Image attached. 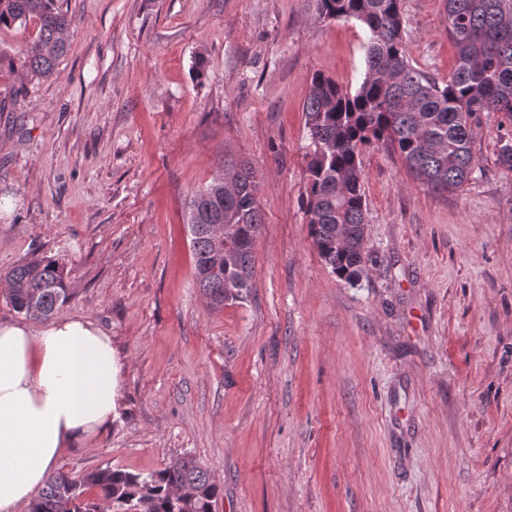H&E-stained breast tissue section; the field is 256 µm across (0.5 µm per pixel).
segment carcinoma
<instances>
[{"label":"carcinoma","instance_id":"carcinoma-1","mask_svg":"<svg viewBox=\"0 0 512 512\" xmlns=\"http://www.w3.org/2000/svg\"><path fill=\"white\" fill-rule=\"evenodd\" d=\"M318 17L355 20L368 31L365 73L355 89L316 74L304 104L310 140L308 233L340 279L359 278L365 263L363 148L383 144L407 169L438 191L458 190L475 167L473 145L485 112L512 125V0H446L456 66L439 81L415 67L403 44L402 0H314ZM33 22V41L20 57L29 79L59 74L71 19L58 0H0V28ZM258 172L245 161L224 164L226 190L213 180L185 213L196 284L214 308L252 288L254 247L261 234ZM69 271L38 255L6 274V301L20 314L45 318L70 298ZM223 486L190 456L147 475L106 467L49 477L29 512H216Z\"/></svg>","mask_w":512,"mask_h":512}]
</instances>
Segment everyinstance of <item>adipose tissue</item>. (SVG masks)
I'll use <instances>...</instances> for the list:
<instances>
[{"mask_svg":"<svg viewBox=\"0 0 512 512\" xmlns=\"http://www.w3.org/2000/svg\"><path fill=\"white\" fill-rule=\"evenodd\" d=\"M121 370L90 320L0 322V512L33 498L61 449L111 424Z\"/></svg>","mask_w":512,"mask_h":512,"instance_id":"ef3b65f1","label":"adipose tissue"}]
</instances>
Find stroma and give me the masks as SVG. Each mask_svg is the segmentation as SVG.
Returning <instances> with one entry per match:
<instances>
[{
	"instance_id": "1",
	"label": "stroma",
	"mask_w": 512,
	"mask_h": 512,
	"mask_svg": "<svg viewBox=\"0 0 512 512\" xmlns=\"http://www.w3.org/2000/svg\"><path fill=\"white\" fill-rule=\"evenodd\" d=\"M58 78L23 82L35 25L0 30V271L70 272L58 313L123 364L118 412L54 471L193 456L217 512H512V170L482 117L457 191L363 150L365 261L331 273L308 236L304 103L356 87L366 32L310 0H59ZM413 64H456L444 0H402ZM248 160L263 227L244 299L211 308L184 211Z\"/></svg>"
}]
</instances>
